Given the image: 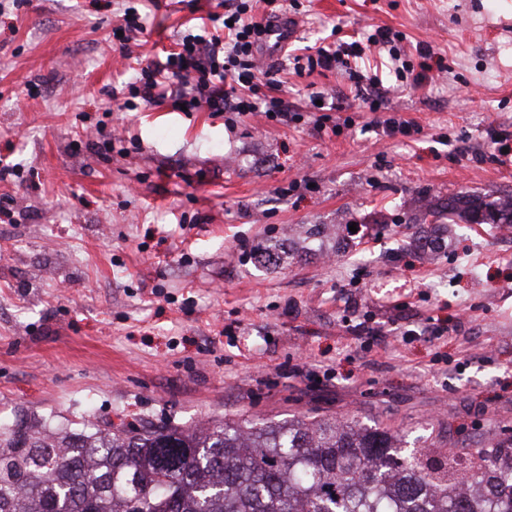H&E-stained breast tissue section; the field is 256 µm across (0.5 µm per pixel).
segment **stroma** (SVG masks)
Listing matches in <instances>:
<instances>
[{
  "label": "stroma",
  "mask_w": 512,
  "mask_h": 512,
  "mask_svg": "<svg viewBox=\"0 0 512 512\" xmlns=\"http://www.w3.org/2000/svg\"><path fill=\"white\" fill-rule=\"evenodd\" d=\"M129 4L146 29L125 53ZM282 4L294 47L383 26L442 70L415 87L374 55L298 76L275 47L260 79L301 121L126 111L114 92L209 0H0V418L319 413L454 452L512 429V238L472 224L413 246L425 203L512 192L493 144L512 133V0ZM359 73L420 134L370 128ZM320 95L351 127L314 132ZM104 131L127 155L91 150Z\"/></svg>",
  "instance_id": "35a3bbf8"
}]
</instances>
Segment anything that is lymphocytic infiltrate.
<instances>
[{
  "mask_svg": "<svg viewBox=\"0 0 512 512\" xmlns=\"http://www.w3.org/2000/svg\"><path fill=\"white\" fill-rule=\"evenodd\" d=\"M273 2L222 0L221 12L185 30L176 51L141 67L123 109L167 102L190 112H257L284 125L300 120L256 79L258 53L281 15Z\"/></svg>",
  "mask_w": 512,
  "mask_h": 512,
  "instance_id": "1",
  "label": "lymphocytic infiltrate"
}]
</instances>
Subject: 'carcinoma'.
Masks as SVG:
<instances>
[{
  "mask_svg": "<svg viewBox=\"0 0 512 512\" xmlns=\"http://www.w3.org/2000/svg\"><path fill=\"white\" fill-rule=\"evenodd\" d=\"M464 224H512V195L460 193ZM410 456L397 431L308 415L203 428L55 416L0 424V512H512V438Z\"/></svg>",
  "mask_w": 512,
  "mask_h": 512,
  "instance_id": "carcinoma-1",
  "label": "carcinoma"
}]
</instances>
